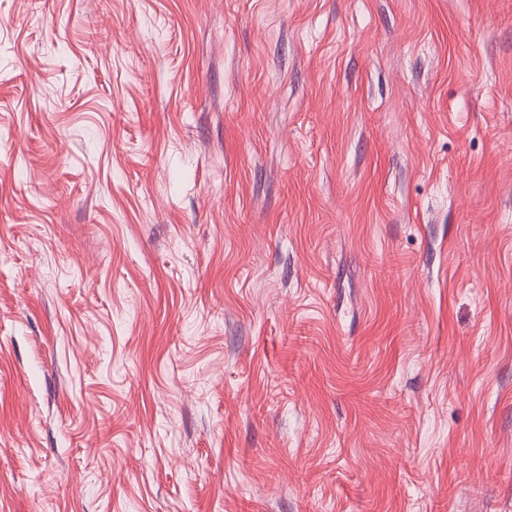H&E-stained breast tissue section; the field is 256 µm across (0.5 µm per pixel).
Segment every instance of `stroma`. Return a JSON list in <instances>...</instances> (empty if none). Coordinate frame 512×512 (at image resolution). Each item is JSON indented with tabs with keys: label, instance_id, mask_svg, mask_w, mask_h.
<instances>
[{
	"label": "stroma",
	"instance_id": "stroma-1",
	"mask_svg": "<svg viewBox=\"0 0 512 512\" xmlns=\"http://www.w3.org/2000/svg\"><path fill=\"white\" fill-rule=\"evenodd\" d=\"M0 512H512V0H0Z\"/></svg>",
	"mask_w": 512,
	"mask_h": 512
}]
</instances>
